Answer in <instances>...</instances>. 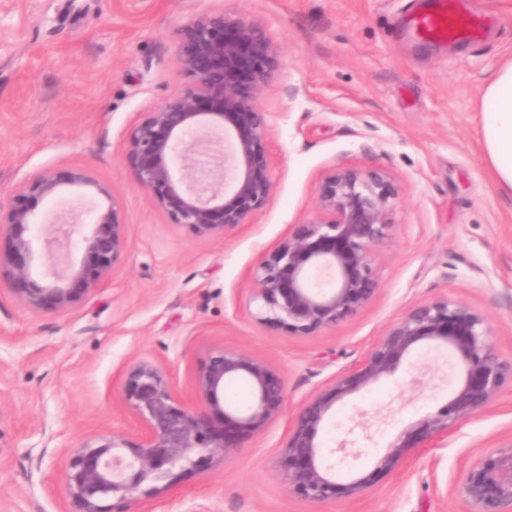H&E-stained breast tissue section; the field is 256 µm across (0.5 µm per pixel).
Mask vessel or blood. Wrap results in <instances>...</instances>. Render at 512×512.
Segmentation results:
<instances>
[{
  "label": "vessel or blood",
  "instance_id": "obj_1",
  "mask_svg": "<svg viewBox=\"0 0 512 512\" xmlns=\"http://www.w3.org/2000/svg\"><path fill=\"white\" fill-rule=\"evenodd\" d=\"M411 24L415 34L425 41L471 42L481 29L464 0H432L427 10L412 16Z\"/></svg>",
  "mask_w": 512,
  "mask_h": 512
}]
</instances>
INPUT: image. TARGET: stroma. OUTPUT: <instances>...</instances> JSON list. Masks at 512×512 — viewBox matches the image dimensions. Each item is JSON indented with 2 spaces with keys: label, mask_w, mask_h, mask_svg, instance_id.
<instances>
[{
  "label": "stroma",
  "mask_w": 512,
  "mask_h": 512,
  "mask_svg": "<svg viewBox=\"0 0 512 512\" xmlns=\"http://www.w3.org/2000/svg\"><path fill=\"white\" fill-rule=\"evenodd\" d=\"M420 0H0V198L17 180L80 167L103 187L62 186L34 199L48 222L86 224L118 201L128 248L74 310L31 312L0 291V512H67L69 457L104 432L135 437L127 369L154 363L193 402L217 347L267 361L288 389L284 413L206 471L183 470L134 512H470L461 470L512 436V381L435 448L361 496L324 504L288 490L281 468L292 420L327 393L412 306L439 297L490 316L512 363V196L495 188L479 141L486 81L512 60V0H470L479 41L416 42L405 17ZM253 15L283 68L261 98L270 116L274 190L251 223L205 240L169 224L122 161L127 133L181 89L172 33L209 9ZM340 164L382 167L400 187L374 248L376 298L312 336L258 321L252 271L292 224L316 212L320 180ZM460 358L431 342L333 404L318 439L340 476L368 475L399 432L459 387ZM353 449L342 457L339 447Z\"/></svg>",
  "instance_id": "35a3bbf8"
}]
</instances>
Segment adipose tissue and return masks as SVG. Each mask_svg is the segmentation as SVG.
Returning <instances> with one entry per match:
<instances>
[{
  "label": "adipose tissue",
  "instance_id": "1",
  "mask_svg": "<svg viewBox=\"0 0 512 512\" xmlns=\"http://www.w3.org/2000/svg\"><path fill=\"white\" fill-rule=\"evenodd\" d=\"M481 144L496 187L512 194V61L505 63L483 89Z\"/></svg>",
  "mask_w": 512,
  "mask_h": 512
}]
</instances>
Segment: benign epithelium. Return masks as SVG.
<instances>
[{
    "instance_id": "7a95c632",
    "label": "benign epithelium",
    "mask_w": 512,
    "mask_h": 512,
    "mask_svg": "<svg viewBox=\"0 0 512 512\" xmlns=\"http://www.w3.org/2000/svg\"><path fill=\"white\" fill-rule=\"evenodd\" d=\"M175 61L188 83L134 123L123 162L168 223L201 239H216L251 222L274 189L268 148L269 116L260 105L279 75L280 49L256 16L223 9L203 11L173 33ZM98 185L83 169L62 178L50 169L18 181L0 201V278L34 312H66L109 278L127 250L119 204L95 212L81 232L83 257L43 280L31 277L30 231L38 224L33 198H52L62 184ZM399 187L380 167L338 165L322 177L316 216L292 226L288 237L254 267L259 320L296 336L336 327L361 311L379 288L373 249L394 223ZM457 352L461 386L448 401L402 431L378 456L374 471L396 472L411 451L435 446L466 419L485 410L512 364L496 353L488 315L446 297L408 309L380 336L363 360L332 380V398L319 396L295 417L284 450L288 489L316 504L357 497L371 487L369 476L336 481L334 466L320 460L317 441L332 403L391 374L420 343ZM233 382L247 384L251 405L224 400ZM123 399L142 422L139 437L102 435L72 455L65 474L74 512H111L112 499L130 512L133 494L158 497L175 470L204 471L215 458L244 447L270 420L282 414L288 393L282 378L245 351L215 348L196 376L195 404L175 396L162 371L149 362L125 374ZM460 490L472 512H512V440L464 468Z\"/></svg>"
}]
</instances>
